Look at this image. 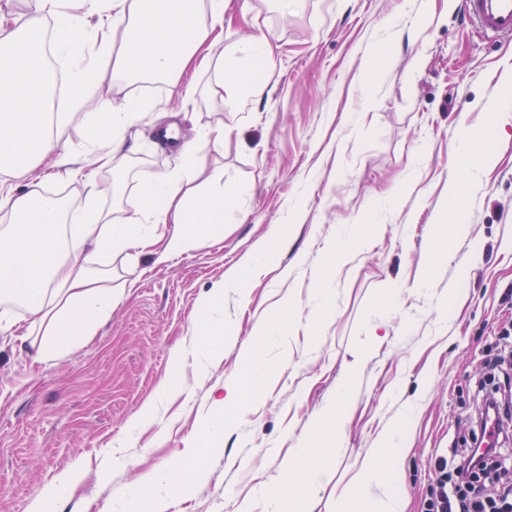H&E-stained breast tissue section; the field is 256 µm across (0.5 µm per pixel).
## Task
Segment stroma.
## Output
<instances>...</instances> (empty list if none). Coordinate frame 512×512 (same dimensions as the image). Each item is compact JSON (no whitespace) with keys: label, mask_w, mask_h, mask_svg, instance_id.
<instances>
[{"label":"stroma","mask_w":512,"mask_h":512,"mask_svg":"<svg viewBox=\"0 0 512 512\" xmlns=\"http://www.w3.org/2000/svg\"><path fill=\"white\" fill-rule=\"evenodd\" d=\"M253 31L273 49L256 70L260 102L232 106L209 70L134 87L109 74L100 86L114 100L151 105L129 131L121 164L94 174L102 209L121 218L145 175L178 165L175 147L157 138L169 124L192 144L211 188L238 194L239 204L181 257L113 256L112 315L63 358L35 363L0 334V512H29L74 466L83 479L54 512H128L140 476L191 446L207 477L158 483L169 512H274L289 449L305 441L359 350L367 363L340 453L301 512H335L337 491L404 406L417 408L400 488L407 512L422 510L432 457L473 447L484 358L512 355V120L472 188L451 260L427 286L418 276L448 184L461 177L460 122L484 124L491 101L512 113V38H481L462 0H293L286 10L279 0H232L225 48ZM384 41L396 43L395 58L372 61ZM219 127L228 130L223 142L207 138ZM371 215L377 240L327 277L325 243ZM275 225L276 266L256 270L247 293L225 288L210 334L190 349L203 300ZM282 299L298 316L263 349L265 396L199 438L219 418L213 394L245 371L256 320ZM378 320L388 329L381 340L370 334ZM176 371L182 392H162Z\"/></svg>","instance_id":"stroma-1"}]
</instances>
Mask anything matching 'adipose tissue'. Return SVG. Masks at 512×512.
Listing matches in <instances>:
<instances>
[{"label":"adipose tissue","mask_w":512,"mask_h":512,"mask_svg":"<svg viewBox=\"0 0 512 512\" xmlns=\"http://www.w3.org/2000/svg\"><path fill=\"white\" fill-rule=\"evenodd\" d=\"M225 0H210L200 12L197 0H81L80 10L64 0H41L43 14L55 22L56 55L75 61L68 74V96L84 103L88 90L100 82L102 64L113 75L135 83L147 78L168 80L175 72L196 66L227 72L235 103L263 95L255 79L254 61L272 54L265 36H252L224 48ZM42 30L41 16L15 18L0 11V169L36 170L24 187L0 188V207L9 209L13 224L0 234V298L20 302L30 319L19 325L9 311L0 312V332L30 344L35 359L60 358L66 346L94 335L111 316L115 297L103 281L106 266H93L92 258L129 249L167 258L199 246L213 225L235 206L234 197L201 191L202 170L190 144L179 147L184 159L169 173L149 176L141 184L142 205L121 219L98 205L99 187L92 176L82 175L71 156L57 146L55 113L47 112L38 80L45 68L33 39ZM122 42H115V33ZM144 103L135 97L121 102L100 97L85 113L88 130L86 154L97 170L115 167L125 137ZM487 122L478 128L461 125L457 163L460 180L448 186L449 203L436 213L440 225L460 231V214L469 202L472 177L490 161L491 142L498 134L497 103H489ZM82 179L83 214H65L57 199L47 196L48 180ZM163 207H153L155 198ZM249 360L245 385H226L216 394L215 407L231 414L245 398H262L267 368L256 347L245 351ZM364 363L356 357L337 378L332 400L316 417L301 448L288 451L296 470L284 478L277 512H296L306 490L339 449L350 417L352 382ZM412 418L404 412L382 433L372 459L354 476L336 500V512H404L398 489L406 476V428Z\"/></svg>","instance_id":"adipose-tissue-1"}]
</instances>
